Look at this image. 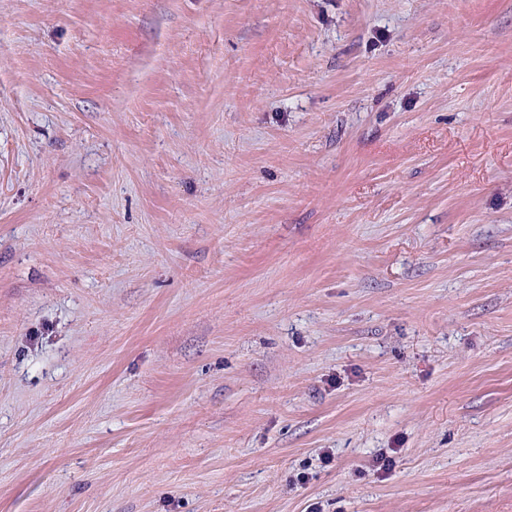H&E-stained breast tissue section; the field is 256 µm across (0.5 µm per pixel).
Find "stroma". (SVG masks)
Instances as JSON below:
<instances>
[{"label":"stroma","instance_id":"35a3bbf8","mask_svg":"<svg viewBox=\"0 0 512 512\" xmlns=\"http://www.w3.org/2000/svg\"><path fill=\"white\" fill-rule=\"evenodd\" d=\"M0 512H512V0H0Z\"/></svg>","mask_w":512,"mask_h":512}]
</instances>
